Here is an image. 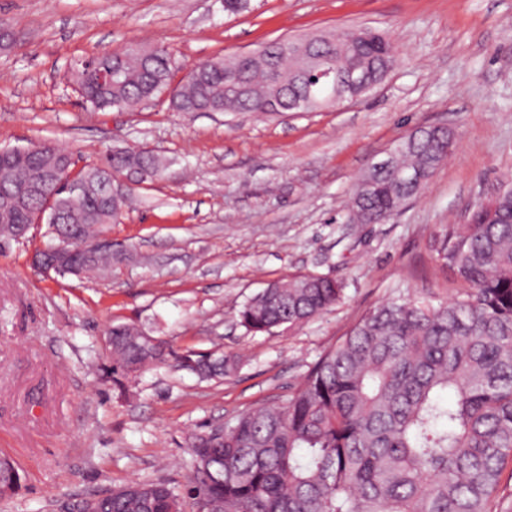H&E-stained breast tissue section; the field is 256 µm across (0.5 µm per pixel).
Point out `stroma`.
<instances>
[{
  "label": "stroma",
  "instance_id": "obj_1",
  "mask_svg": "<svg viewBox=\"0 0 512 512\" xmlns=\"http://www.w3.org/2000/svg\"><path fill=\"white\" fill-rule=\"evenodd\" d=\"M0 26V148L49 142L80 167L146 149L164 163L104 228L123 245L111 273L34 268L44 224L0 251V458L22 477L0 512H59L132 481L184 493L193 434L295 392L365 312L454 297L429 240L512 179V0H247L238 14L224 0H0ZM340 27L381 31L396 62L333 110L93 112L72 79L75 62L132 43L186 69ZM428 125L454 134L452 157L388 220L348 223L358 177ZM300 273L342 282L343 300L292 329L238 324L249 297ZM119 322L240 365L220 382L159 365L118 397L101 368Z\"/></svg>",
  "mask_w": 512,
  "mask_h": 512
}]
</instances>
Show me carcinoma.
Segmentation results:
<instances>
[{"label":"carcinoma","instance_id":"1","mask_svg":"<svg viewBox=\"0 0 512 512\" xmlns=\"http://www.w3.org/2000/svg\"><path fill=\"white\" fill-rule=\"evenodd\" d=\"M349 30L320 35L318 50L343 69L355 60L373 80L395 61L386 36L368 29L354 42ZM302 39H277L244 55L200 64L175 85L176 112H268L300 98L305 111L321 109L322 78L297 72ZM73 77L93 111L140 110L172 86L171 53L131 46L75 64ZM454 148L448 130L419 128L400 141L393 170L369 169L361 180L374 188L352 197L350 219L363 224L394 214L422 188ZM69 154L34 142L0 156V185L48 174L26 205L0 197V242L13 241L14 225L30 224L41 201L55 198L57 224H75L80 243L71 264L82 274L112 268L115 255L93 251L96 230L122 216L129 198L113 206L104 190L111 178L159 176L162 165L147 151H117L82 168L79 195L59 184L71 170ZM410 170L422 180H398ZM469 224H448L430 250L463 291L434 306L398 300L363 314L349 332L309 369L284 400L260 405L224 425L223 436L205 431L190 440L199 477L180 496L164 482H131L112 489L99 512H491L505 459L512 457V189L495 198L494 217L469 214ZM342 283L316 273L277 281L238 310L252 334L293 328L341 301ZM112 366L106 377L124 392L150 367L174 362L203 379L237 370L232 357L146 341L131 323L109 330ZM454 394L448 405L441 395ZM21 476L0 459V497L15 493Z\"/></svg>","mask_w":512,"mask_h":512}]
</instances>
